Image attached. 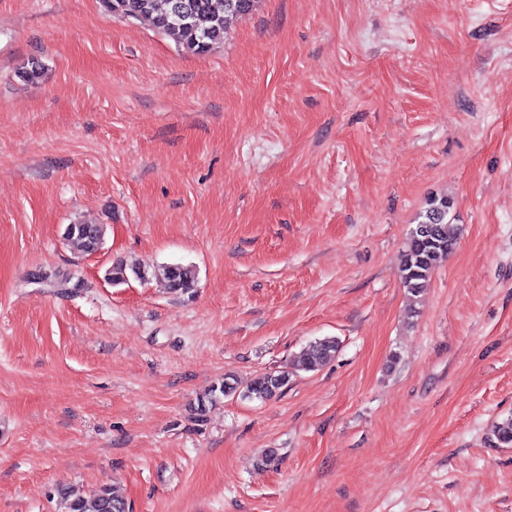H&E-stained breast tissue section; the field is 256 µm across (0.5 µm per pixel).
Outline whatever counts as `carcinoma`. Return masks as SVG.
<instances>
[{
  "instance_id": "cac0c4a2",
  "label": "carcinoma",
  "mask_w": 512,
  "mask_h": 512,
  "mask_svg": "<svg viewBox=\"0 0 512 512\" xmlns=\"http://www.w3.org/2000/svg\"><path fill=\"white\" fill-rule=\"evenodd\" d=\"M105 9L124 19H147L178 49L202 55L224 42L230 19L255 10L259 0H189L191 7L183 10L179 0H102ZM453 200L446 195L428 199L412 230L401 264V283L412 297L427 288L440 260L450 255L457 243L454 218L448 216ZM102 224H69L64 236L86 254L97 252L104 239ZM153 276L162 279L173 292L188 293L197 282L194 266L166 264L154 269ZM147 277V272L136 265L118 260L105 271L104 278L113 285L128 283L130 278ZM339 342L334 337L318 339L303 349L298 367L315 371L328 364L336 355ZM290 372L268 374L241 386L231 377L224 378L198 400L196 412L203 416L208 406L228 397L249 401H266L288 385ZM496 443L512 445V416L497 423L493 429ZM58 496L66 505V512H128V504L108 486L86 493L76 488H62Z\"/></svg>"
}]
</instances>
